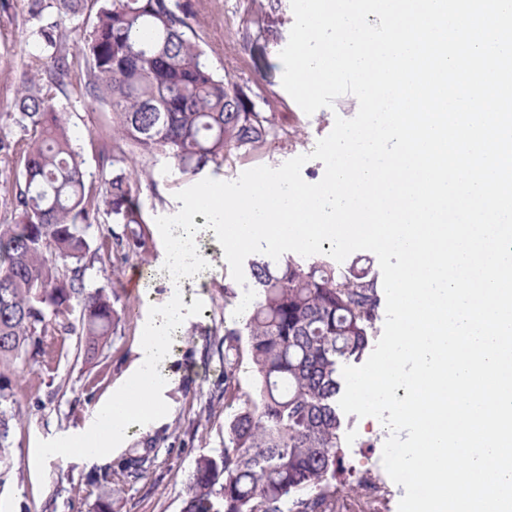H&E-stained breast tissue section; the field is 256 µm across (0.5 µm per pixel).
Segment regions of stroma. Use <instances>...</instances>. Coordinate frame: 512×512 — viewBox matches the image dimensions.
<instances>
[{"instance_id":"1","label":"stroma","mask_w":512,"mask_h":512,"mask_svg":"<svg viewBox=\"0 0 512 512\" xmlns=\"http://www.w3.org/2000/svg\"><path fill=\"white\" fill-rule=\"evenodd\" d=\"M200 16L202 28L215 49L214 62L228 69L232 79L257 98L256 107L275 115L280 138L268 141L258 153L257 165L279 167L285 161L313 151L317 141L333 128L335 116L354 117L358 101L344 95L339 110L323 108L305 114L282 86L283 66L279 53L288 42L294 23L290 4L274 14L278 40L269 44L264 68H255L250 46L242 32L251 16L252 0H205ZM31 23L22 6H15L9 21L0 20V137L13 136L16 129L7 114L14 108L17 89L28 75L20 59L29 48ZM73 138L81 147L87 180L99 183L98 138L112 115L99 103L77 99L64 113ZM138 168L147 172L141 180L140 202L149 233L146 251L126 257L117 255L109 262L94 263L85 273L87 287L109 285L119 296L118 304L130 307L132 316L122 318L108 345L94 359L87 360L76 333L61 334L54 371L40 372L28 363L22 379L14 385V408L20 418L9 440L11 467L0 479V512H95L105 498L112 501V512H182L189 476L196 459L216 454L224 448V361L218 345L225 327H238L242 318L233 311L243 289L235 285L215 236L201 238L199 247L211 257L195 287L184 289L182 301L192 304L201 299V315L185 319L173 336L172 362L168 367L173 384L167 393L169 411L158 425L135 426L120 451L101 458L51 456L44 475H37V441L71 436L84 431L94 418L100 401L122 379L135 361L150 306L161 305L166 289L160 269L164 245L155 220L162 212H175L181 203L177 192L194 180L161 156L141 157ZM232 293H225V286ZM342 436L343 479L355 481L370 472L387 490L384 512H398L405 494L382 464L386 427L374 417L350 414ZM146 454L150 468L140 478L121 483L119 492L109 485L91 483L101 468H119L129 457Z\"/></svg>"}]
</instances>
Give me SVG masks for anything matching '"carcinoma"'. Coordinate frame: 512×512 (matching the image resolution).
I'll return each instance as SVG.
<instances>
[{"instance_id": "carcinoma-1", "label": "carcinoma", "mask_w": 512, "mask_h": 512, "mask_svg": "<svg viewBox=\"0 0 512 512\" xmlns=\"http://www.w3.org/2000/svg\"><path fill=\"white\" fill-rule=\"evenodd\" d=\"M281 0L252 14L255 67L274 37ZM36 48L7 113L18 134L0 138L13 180L0 185V463L17 413L7 409L12 377L33 360L50 370L56 327L71 325L95 356L121 320L110 287L87 288L85 231L101 212L123 225L106 251L139 245L145 224L138 173L125 164L163 155L192 176L267 143L275 113L260 112L207 53L201 0H24ZM95 14L77 51L62 26ZM112 112L99 159L112 167L87 184L80 152L63 118L71 95ZM256 299L240 328H224V449L201 455L182 512H378L385 490L361 502L358 484L340 487L336 469L344 419L338 364L365 353L382 306L378 281L336 267L325 256L305 266L292 257L250 263ZM76 323L70 324L74 313ZM249 388L240 384L243 361ZM149 457L110 467L95 482L137 478Z\"/></svg>"}]
</instances>
